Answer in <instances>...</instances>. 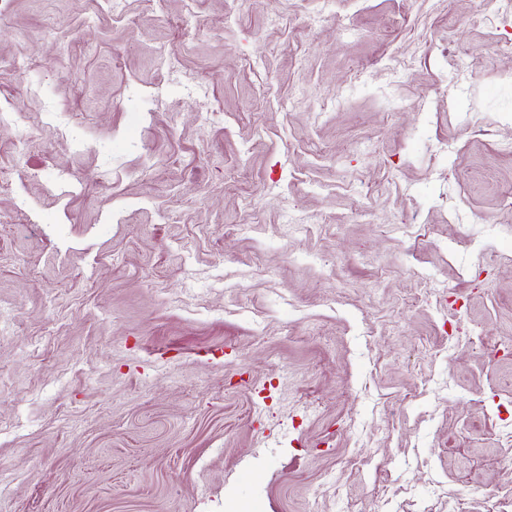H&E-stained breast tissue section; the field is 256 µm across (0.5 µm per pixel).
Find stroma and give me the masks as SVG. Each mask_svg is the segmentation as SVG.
I'll list each match as a JSON object with an SVG mask.
<instances>
[{
    "instance_id": "stroma-1",
    "label": "stroma",
    "mask_w": 512,
    "mask_h": 512,
    "mask_svg": "<svg viewBox=\"0 0 512 512\" xmlns=\"http://www.w3.org/2000/svg\"><path fill=\"white\" fill-rule=\"evenodd\" d=\"M508 143L512 0H0V512H512Z\"/></svg>"
}]
</instances>
